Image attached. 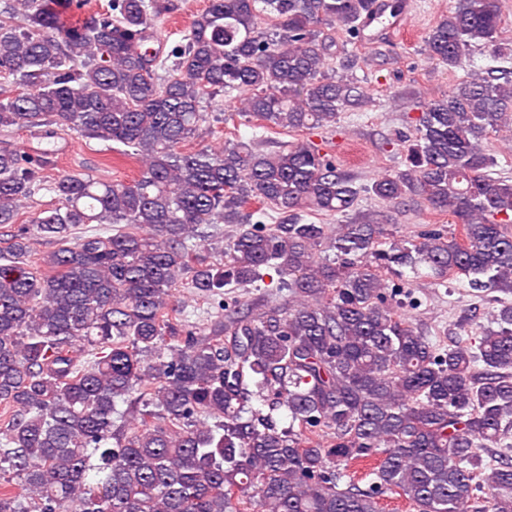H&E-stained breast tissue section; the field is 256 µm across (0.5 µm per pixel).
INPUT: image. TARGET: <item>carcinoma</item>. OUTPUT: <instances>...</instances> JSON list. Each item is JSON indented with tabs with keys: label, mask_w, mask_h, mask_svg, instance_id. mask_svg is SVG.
Here are the masks:
<instances>
[{
	"label": "carcinoma",
	"mask_w": 512,
	"mask_h": 512,
	"mask_svg": "<svg viewBox=\"0 0 512 512\" xmlns=\"http://www.w3.org/2000/svg\"><path fill=\"white\" fill-rule=\"evenodd\" d=\"M83 7L0 0V75L20 88L0 129L48 127L43 147L0 142V512H380L387 492L415 512H512V303L474 344L439 348L399 312L411 279L382 278L424 267L437 286L512 294V181L487 174L486 142L512 123L495 0H456L430 31L429 60L451 71L482 46L491 64L421 105L406 169L370 186L458 229L389 242L381 211L308 220L359 195L311 142L182 149L215 95H241L257 142L370 102L328 74L336 39L316 25L358 39L378 0H209L166 54L148 43L177 0H110L81 21ZM60 131L127 147L138 177L45 179ZM40 189L58 201L29 220L57 244L47 274L16 225ZM220 224L237 228L214 260L198 228ZM272 272L283 306L236 300L206 332L171 305L186 280L213 297ZM367 459L361 485L350 466Z\"/></svg>",
	"instance_id": "cac0c4a2"
}]
</instances>
